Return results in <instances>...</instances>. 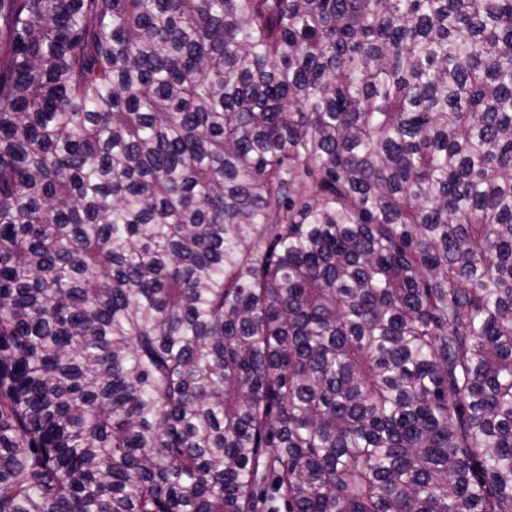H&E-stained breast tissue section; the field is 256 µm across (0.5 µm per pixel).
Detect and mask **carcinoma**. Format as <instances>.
I'll return each mask as SVG.
<instances>
[{
    "label": "carcinoma",
    "mask_w": 512,
    "mask_h": 512,
    "mask_svg": "<svg viewBox=\"0 0 512 512\" xmlns=\"http://www.w3.org/2000/svg\"><path fill=\"white\" fill-rule=\"evenodd\" d=\"M0 512H512V0H0Z\"/></svg>",
    "instance_id": "1"
}]
</instances>
